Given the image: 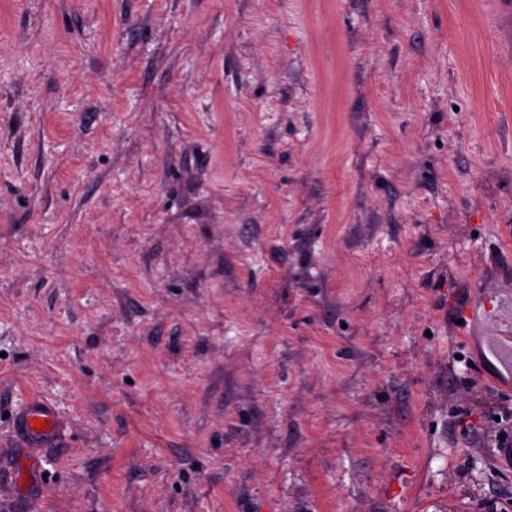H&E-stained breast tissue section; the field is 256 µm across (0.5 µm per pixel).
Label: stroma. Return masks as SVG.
Listing matches in <instances>:
<instances>
[{
  "mask_svg": "<svg viewBox=\"0 0 512 512\" xmlns=\"http://www.w3.org/2000/svg\"><path fill=\"white\" fill-rule=\"evenodd\" d=\"M478 285L512 0H0V512H512ZM32 419L46 420L36 429ZM61 422L56 408L41 397H32L14 420V431L23 448H44L59 436Z\"/></svg>",
  "mask_w": 512,
  "mask_h": 512,
  "instance_id": "stroma-1",
  "label": "stroma"
}]
</instances>
